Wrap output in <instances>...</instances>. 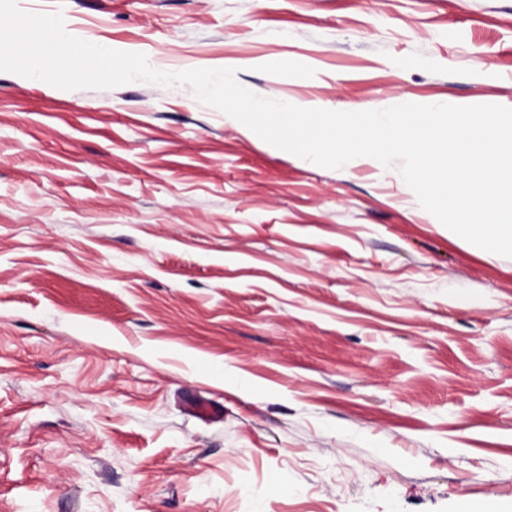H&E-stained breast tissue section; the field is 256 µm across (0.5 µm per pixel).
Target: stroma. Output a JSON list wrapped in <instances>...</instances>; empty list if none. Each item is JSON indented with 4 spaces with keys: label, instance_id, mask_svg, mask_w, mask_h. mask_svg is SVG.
Returning <instances> with one entry per match:
<instances>
[{
    "label": "stroma",
    "instance_id": "obj_1",
    "mask_svg": "<svg viewBox=\"0 0 512 512\" xmlns=\"http://www.w3.org/2000/svg\"><path fill=\"white\" fill-rule=\"evenodd\" d=\"M16 4L280 101L512 108V0ZM467 499L512 512V258L398 165L317 166L190 87L0 72V512Z\"/></svg>",
    "mask_w": 512,
    "mask_h": 512
}]
</instances>
